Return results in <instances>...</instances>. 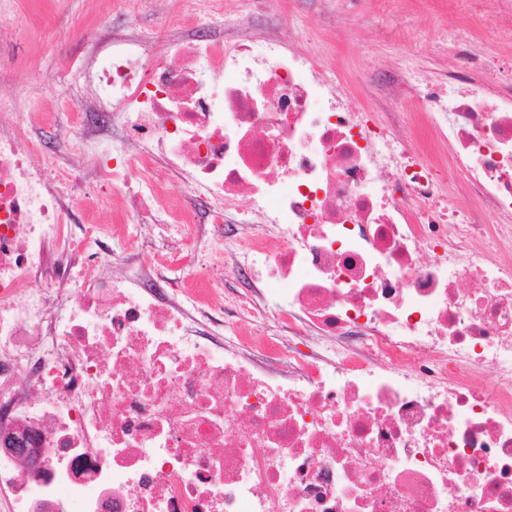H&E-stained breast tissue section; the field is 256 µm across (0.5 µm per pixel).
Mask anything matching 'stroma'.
Segmentation results:
<instances>
[{
	"label": "stroma",
	"mask_w": 512,
	"mask_h": 512,
	"mask_svg": "<svg viewBox=\"0 0 512 512\" xmlns=\"http://www.w3.org/2000/svg\"><path fill=\"white\" fill-rule=\"evenodd\" d=\"M194 8V0H172V14L166 17L152 10L150 0H129L120 15L111 0H0V16L6 19L0 32V95L15 102L17 121L27 136L44 149L64 151L61 127L80 107L79 99L68 92L72 79L66 66L69 57L82 51L75 31L124 24L153 35L193 15ZM243 10L253 27L289 28L297 48L317 40L346 90L368 106L374 105L377 94L369 75L382 60H397L435 80L448 77L447 56L433 49L436 35L454 30L444 0H393L386 12L375 0H329L324 7L318 0H243ZM47 81L66 89V97L57 102L41 97L38 90ZM32 112H53L57 119L33 125L28 119ZM66 189L83 201L74 212V223L114 219L111 191L82 181L68 183Z\"/></svg>",
	"instance_id": "obj_1"
}]
</instances>
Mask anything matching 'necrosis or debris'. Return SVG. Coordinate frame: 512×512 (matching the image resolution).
<instances>
[{
	"instance_id": "obj_1",
	"label": "necrosis or debris",
	"mask_w": 512,
	"mask_h": 512,
	"mask_svg": "<svg viewBox=\"0 0 512 512\" xmlns=\"http://www.w3.org/2000/svg\"><path fill=\"white\" fill-rule=\"evenodd\" d=\"M198 10L223 37L82 33L74 167L0 98V433L44 450L32 487L0 458L10 512H512V86L379 71L435 163ZM81 172L128 223H71ZM397 109L404 114V127L412 129L415 132L417 139H421L426 148V153L429 159H446L448 156V147L433 136L425 135L422 125L420 123L421 117L419 111L415 108L413 103H409L408 107L397 105Z\"/></svg>"
}]
</instances>
